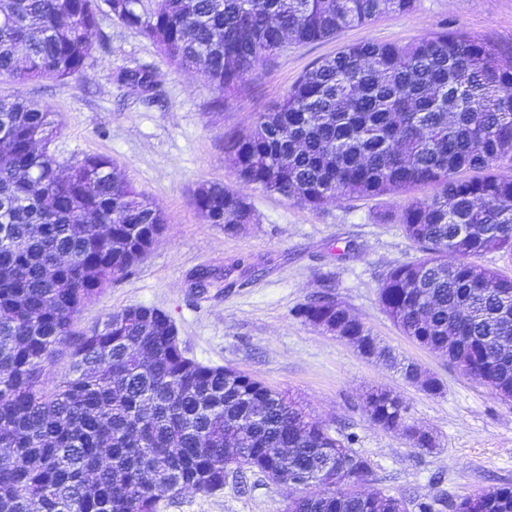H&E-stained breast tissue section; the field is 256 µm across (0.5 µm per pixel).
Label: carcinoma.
<instances>
[{
	"label": "carcinoma",
	"instance_id": "cac0c4a2",
	"mask_svg": "<svg viewBox=\"0 0 512 512\" xmlns=\"http://www.w3.org/2000/svg\"><path fill=\"white\" fill-rule=\"evenodd\" d=\"M415 0H4L0 79L78 78L101 16L157 44L217 91L235 90L266 55L331 40ZM512 64L493 44L441 31L405 44L362 41L307 69L272 110L224 141L245 183L318 208L334 197H379L420 185L397 217L423 253L393 267L379 299L402 332L512 400V278L480 265L512 256ZM54 114L0 98V512H155L171 491L215 493L229 474L259 471L309 486L288 512H404L405 500L354 489L370 463L294 401L232 367L186 357L157 309L108 313L80 336L74 319L100 284L123 277L169 217L105 155L63 168ZM193 205L229 231L252 207L201 183ZM454 261H448V255ZM336 322L374 357L436 395L440 382L382 347L341 304L302 305ZM72 348L64 380H42ZM376 423L415 448L437 441L384 390L366 395ZM451 512H512V487H489Z\"/></svg>",
	"mask_w": 512,
	"mask_h": 512
}]
</instances>
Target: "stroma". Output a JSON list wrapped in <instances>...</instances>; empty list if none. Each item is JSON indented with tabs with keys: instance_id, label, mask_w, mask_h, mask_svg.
I'll use <instances>...</instances> for the list:
<instances>
[{
	"instance_id": "1",
	"label": "stroma",
	"mask_w": 512,
	"mask_h": 512,
	"mask_svg": "<svg viewBox=\"0 0 512 512\" xmlns=\"http://www.w3.org/2000/svg\"><path fill=\"white\" fill-rule=\"evenodd\" d=\"M446 29L512 52V0H416L406 13L381 14L335 39L288 46L267 57L219 109L199 73L171 64L153 42L109 16L92 34L80 79L0 81V97L55 113L60 131L53 148L61 163L110 157L170 218L147 256L85 304L76 333L101 327L108 313L130 305L165 311L187 357L233 367L294 398L369 461L367 490L403 497L408 512H450L451 502L481 489L512 486V402L404 336L382 307L387 272L420 257L401 224L379 218L398 210L404 196L338 197L310 208L239 181L224 158V135L250 127L305 70L346 45L408 43ZM127 70L157 74V87L146 92L120 81ZM202 183L243 196L254 222L234 233L207 223L190 202ZM203 271L211 278L201 289ZM321 295L341 302L399 358L437 378L440 393L424 392L297 316ZM373 389L397 396L410 420L435 436L436 448H413L373 422L364 407ZM296 494L250 472L241 481L227 477L215 493L187 490L163 499L157 512H287Z\"/></svg>"
}]
</instances>
